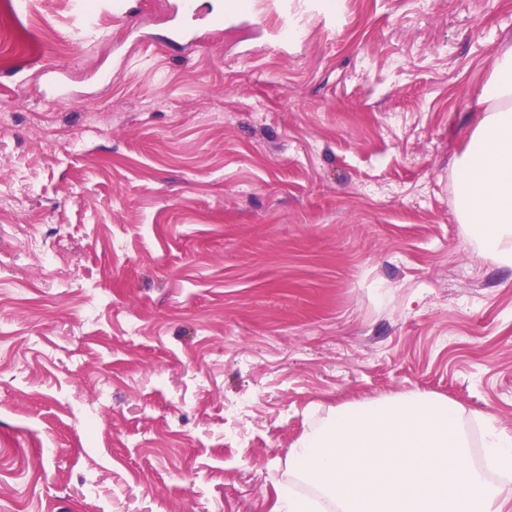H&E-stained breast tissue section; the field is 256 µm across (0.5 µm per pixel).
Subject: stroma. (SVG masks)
<instances>
[{
	"instance_id": "obj_1",
	"label": "stroma",
	"mask_w": 512,
	"mask_h": 512,
	"mask_svg": "<svg viewBox=\"0 0 512 512\" xmlns=\"http://www.w3.org/2000/svg\"><path fill=\"white\" fill-rule=\"evenodd\" d=\"M0 512H270L332 407L512 429L454 161L512 0H0Z\"/></svg>"
}]
</instances>
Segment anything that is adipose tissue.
Wrapping results in <instances>:
<instances>
[{"mask_svg": "<svg viewBox=\"0 0 512 512\" xmlns=\"http://www.w3.org/2000/svg\"><path fill=\"white\" fill-rule=\"evenodd\" d=\"M480 118L456 161L457 217L483 252L512 266V49L475 104Z\"/></svg>", "mask_w": 512, "mask_h": 512, "instance_id": "adipose-tissue-1", "label": "adipose tissue"}]
</instances>
